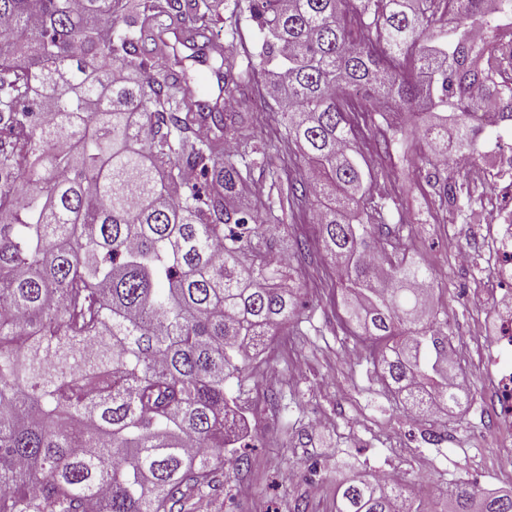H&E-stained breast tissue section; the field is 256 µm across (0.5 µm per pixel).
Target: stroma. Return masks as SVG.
<instances>
[{
	"instance_id": "stroma-1",
	"label": "stroma",
	"mask_w": 512,
	"mask_h": 512,
	"mask_svg": "<svg viewBox=\"0 0 512 512\" xmlns=\"http://www.w3.org/2000/svg\"><path fill=\"white\" fill-rule=\"evenodd\" d=\"M211 32L242 66L261 40L248 0H239L234 10L221 7ZM237 109L251 115L245 136L258 146L279 145L280 165L290 179H301L304 169L293 147L282 143L284 129L262 74L253 75ZM400 120L409 137L390 152L377 145L390 132L383 118L358 138L361 165L377 173L371 195L396 202L394 218L402 224L405 245L432 272L434 309L453 314L448 334L465 376L459 406L411 419L375 380L349 337L342 290L317 240L310 208L299 204L276 239L285 252L299 239L310 244L290 270L303 288L298 316L254 358L251 381L226 385L244 409L248 464L225 467L218 476L223 492L191 498L188 512H336V488L344 477L379 472L409 486L423 512H450L448 490L455 486L512 488V472L500 467L495 455L500 427L492 405L493 373L484 364L490 342L476 333L494 306L488 290L491 209L512 207V190L487 200L483 181L452 164L429 181L426 169L414 162L420 144L413 134L429 116L413 108ZM454 183L467 191L471 212H458L444 201V187ZM458 248L471 256L467 269L455 262Z\"/></svg>"
}]
</instances>
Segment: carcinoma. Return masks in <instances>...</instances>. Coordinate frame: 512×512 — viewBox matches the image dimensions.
I'll list each match as a JSON object with an SVG mask.
<instances>
[{"label":"carcinoma","instance_id":"1","mask_svg":"<svg viewBox=\"0 0 512 512\" xmlns=\"http://www.w3.org/2000/svg\"><path fill=\"white\" fill-rule=\"evenodd\" d=\"M217 0H0V512H183L232 460L250 375L295 317L300 289L270 259L275 209L313 197L318 239L345 281V321L412 413L459 405L430 271L388 251L393 219L355 136L415 103L424 167L481 155L482 102L512 124L502 42L512 0H249L258 62L303 179L242 209L265 147L224 148L246 117L199 111L183 79L210 51ZM452 14L443 30L437 14ZM487 28L477 46L471 28ZM192 169L207 182H185ZM454 512H512V492L448 489ZM336 512H420L360 475Z\"/></svg>","mask_w":512,"mask_h":512}]
</instances>
